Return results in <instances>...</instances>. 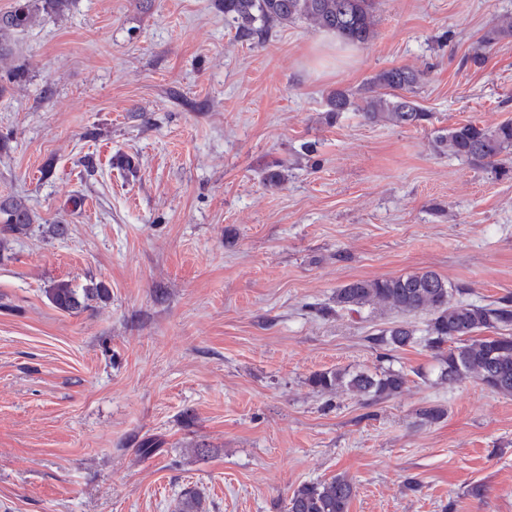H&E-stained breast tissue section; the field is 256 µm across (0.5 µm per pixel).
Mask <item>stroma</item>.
<instances>
[{
	"label": "stroma",
	"mask_w": 512,
	"mask_h": 512,
	"mask_svg": "<svg viewBox=\"0 0 512 512\" xmlns=\"http://www.w3.org/2000/svg\"><path fill=\"white\" fill-rule=\"evenodd\" d=\"M506 12L381 0L365 48L306 23L259 45L215 0H67L11 32L0 197L35 222L0 235V512H174L190 488L203 512H285L339 474L349 512H512V397L437 383L423 343H371L400 313L333 301L422 270L512 298V172L435 147L512 120V38L473 61ZM394 66L427 71L429 123H326L328 91ZM58 282L108 293L64 312ZM388 367L406 383L376 402L308 383ZM430 404L443 420L421 421Z\"/></svg>",
	"instance_id": "obj_1"
}]
</instances>
